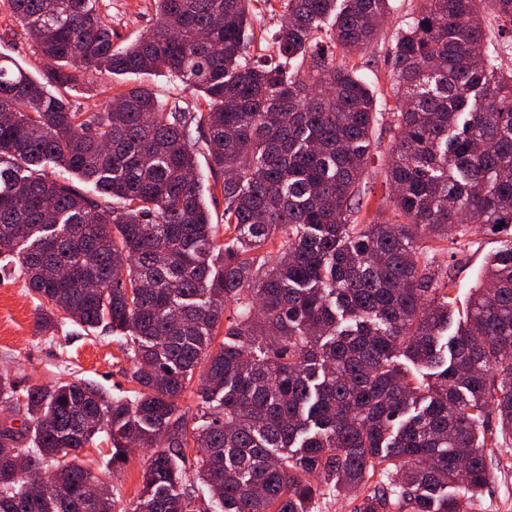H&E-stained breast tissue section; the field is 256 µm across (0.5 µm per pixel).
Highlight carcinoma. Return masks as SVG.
<instances>
[{"label": "carcinoma", "instance_id": "obj_1", "mask_svg": "<svg viewBox=\"0 0 512 512\" xmlns=\"http://www.w3.org/2000/svg\"><path fill=\"white\" fill-rule=\"evenodd\" d=\"M254 1L283 18L275 61L247 34ZM486 1L512 26V0H420L394 38L393 219L363 224L377 111L349 60L369 65L390 0H155V25L125 48L98 0H9L46 69L0 60V258L38 298L37 330L127 336L135 370L112 401L0 372L29 437L0 426V512H201L179 465L191 444L210 512H312L323 482L354 512H460L484 491L512 437V239L452 336L434 253L473 224H512V68L487 43ZM165 72L204 105L141 83L103 111L69 98L88 77ZM194 381L191 426L178 398ZM103 426L114 466L132 444L155 449L127 506L87 494L101 478L81 454ZM198 167L200 171L204 175V187H203V193L206 205L211 213L213 223L220 224V221L222 220V215L224 214V196L222 195V192L220 188L213 189L209 191V187H213V180L210 177V172L208 168V157H206L197 154L196 155Z\"/></svg>", "mask_w": 512, "mask_h": 512}]
</instances>
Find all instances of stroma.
I'll list each match as a JSON object with an SVG mask.
<instances>
[{
  "mask_svg": "<svg viewBox=\"0 0 512 512\" xmlns=\"http://www.w3.org/2000/svg\"><path fill=\"white\" fill-rule=\"evenodd\" d=\"M417 5L418 0H392V11L380 25L374 43V62L365 72L376 101H384L390 93L387 49ZM99 7L101 16L112 27L115 42L124 46L156 21L154 0H99ZM0 55L14 60L34 76L42 74L41 51L11 16L8 0H0ZM128 84L127 78L109 75L88 79L73 86L71 99L85 111H100L113 94ZM511 238L512 227L491 229L475 224L455 255L437 253L436 264L448 268L454 281L451 296L455 320L465 319L468 297L480 280L486 261ZM37 304L22 278L13 270L0 269V370H9L29 385L79 379L108 399L125 397L131 387L134 365L123 351L122 337L101 329L90 333L74 325L53 334L37 332ZM86 454L105 468V480L112 494L127 503L136 500L151 449L131 448L125 463L108 468L112 444L108 434L101 432ZM463 512H512V438L502 442L489 487L478 500L464 501Z\"/></svg>",
  "mask_w": 512,
  "mask_h": 512,
  "instance_id": "stroma-1",
  "label": "stroma"
}]
</instances>
